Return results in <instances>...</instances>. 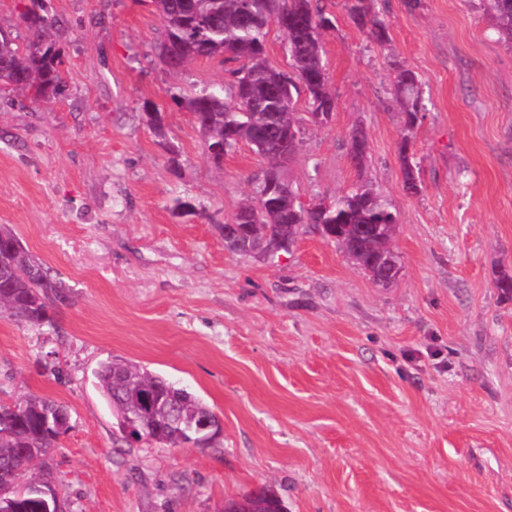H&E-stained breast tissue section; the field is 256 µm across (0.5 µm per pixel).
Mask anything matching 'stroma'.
<instances>
[{
  "label": "stroma",
  "mask_w": 512,
  "mask_h": 512,
  "mask_svg": "<svg viewBox=\"0 0 512 512\" xmlns=\"http://www.w3.org/2000/svg\"><path fill=\"white\" fill-rule=\"evenodd\" d=\"M46 5L66 87L48 103L0 95V224L72 302L39 328L0 318V402L67 405L47 458L66 512H221L261 487L288 512H512V297L496 286L512 275V46L479 0H377L382 46L344 0L325 2L336 111L315 124L298 97L290 177L307 204L363 179L387 198L400 265L387 289L310 227L272 257L226 251L264 161L243 144L213 165L175 102L223 83L220 60L170 70L140 0ZM395 62L427 106L416 194ZM115 357L203 398L222 432L204 448L125 447L93 378Z\"/></svg>",
  "instance_id": "1"
}]
</instances>
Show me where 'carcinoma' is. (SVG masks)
Wrapping results in <instances>:
<instances>
[{
  "label": "carcinoma",
  "instance_id": "carcinoma-1",
  "mask_svg": "<svg viewBox=\"0 0 512 512\" xmlns=\"http://www.w3.org/2000/svg\"><path fill=\"white\" fill-rule=\"evenodd\" d=\"M164 28L160 59L178 70L197 59L221 58L227 80L191 96L179 97L198 128L205 151L224 145V153L248 145L265 160L254 194L244 199L234 213L236 235L224 241L237 253H266L270 245L286 241L292 245L306 224H324L333 242L347 249L356 263L392 252L396 216L387 198L363 182L329 203L308 207L300 202L284 203L277 189L280 172L270 154L265 134L271 130L299 147L300 129L294 112L295 96L305 93L315 122L326 124L336 111V95L329 87L322 57V39L334 29V16L315 0H147ZM372 0H346L351 19L367 30L379 45L389 41L384 21L372 12ZM483 10L512 45V0H482ZM31 40L17 44L9 28L0 26V88L36 99L61 94L59 52L52 40L55 24L44 0H32L21 15ZM278 27L286 35L292 73L273 69L266 59L269 29ZM392 91L404 114L399 156L403 182L417 193L419 172L409 156V145L421 112L422 83L411 69L392 67ZM368 143L358 132L351 134L350 159L355 168L365 166ZM71 296L66 284L30 254L13 231L0 226V316L32 328L51 321L54 308L67 305ZM96 386L112 407L119 438L130 445L126 431L131 426L152 428V441L167 448H183L188 422L214 412L201 399L146 368L121 358L103 362L94 372ZM143 383L169 402L151 411L130 388ZM68 408L46 397L27 395L0 403V484L14 483L10 494L0 497V512H46L54 509L25 478L36 457H46L57 438L69 429L65 423L47 426Z\"/></svg>",
  "mask_w": 512,
  "mask_h": 512
}]
</instances>
